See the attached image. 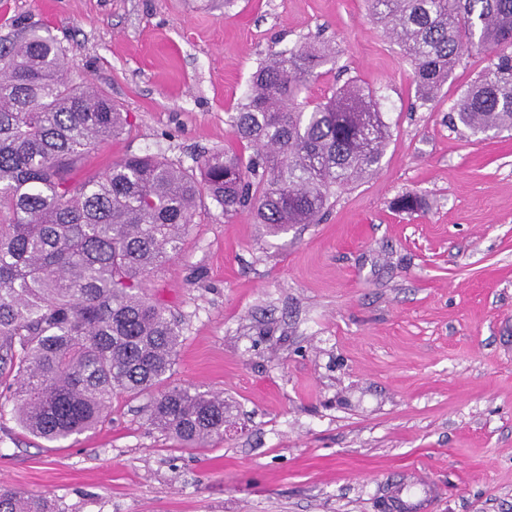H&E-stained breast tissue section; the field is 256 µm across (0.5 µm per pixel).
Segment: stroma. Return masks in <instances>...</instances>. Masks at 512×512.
I'll use <instances>...</instances> for the list:
<instances>
[{"mask_svg":"<svg viewBox=\"0 0 512 512\" xmlns=\"http://www.w3.org/2000/svg\"><path fill=\"white\" fill-rule=\"evenodd\" d=\"M49 30L71 80L129 115L82 172L127 154L187 169L232 143L260 60L321 34L334 70L376 91L390 139L376 172L321 223L276 233L204 201L180 253L145 289L182 336L170 385L223 394L224 436L187 449L147 421L149 395L63 447L0 394V487L59 512H384L416 471L432 512H512V132L454 128L491 62L466 58L426 107L366 0H0V44ZM420 197L414 212L395 201Z\"/></svg>","mask_w":512,"mask_h":512,"instance_id":"1","label":"stroma"}]
</instances>
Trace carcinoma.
Returning a JSON list of instances; mask_svg holds the SVG:
<instances>
[{"label":"carcinoma","mask_w":512,"mask_h":512,"mask_svg":"<svg viewBox=\"0 0 512 512\" xmlns=\"http://www.w3.org/2000/svg\"><path fill=\"white\" fill-rule=\"evenodd\" d=\"M369 3L412 66L419 107L463 59L494 49L451 121L473 134L512 130V0ZM63 60L36 31L0 49V382L18 425L48 442L96 429L115 392L149 393L170 377L179 325L143 284L179 253L202 197L276 231L318 224L335 192L378 167L390 137L376 92L353 79L315 104L301 98L336 63L332 46L310 41L260 63L229 117L237 146L205 156L199 173L131 154L79 177L127 117L73 83ZM224 413V396L173 386L152 398L148 421L181 448H207L224 436ZM0 512L57 510L0 489Z\"/></svg>","instance_id":"1"}]
</instances>
